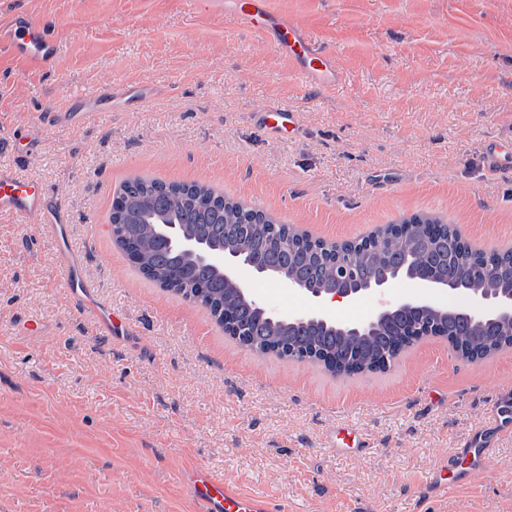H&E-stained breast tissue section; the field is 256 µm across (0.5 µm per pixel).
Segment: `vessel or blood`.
I'll return each mask as SVG.
<instances>
[{
  "mask_svg": "<svg viewBox=\"0 0 512 512\" xmlns=\"http://www.w3.org/2000/svg\"><path fill=\"white\" fill-rule=\"evenodd\" d=\"M224 8L244 27L269 37L272 48L292 59L311 81L323 87L338 82L334 55L318 48L296 25L271 12L266 0H226ZM0 40L6 42L12 56L27 70L53 67L61 54L59 40L46 31L40 20L31 16L14 17L8 28L0 31ZM146 94L147 88L142 84H113L96 90L88 97L85 111L71 114L70 123L84 125L102 103ZM0 213L11 216L15 223L23 226L39 225L44 233L54 238L56 263L64 275L70 299L78 311L92 317L97 334L109 336L126 332V322L98 300L92 284L80 274L84 253L71 242L70 216L66 208L50 201L42 186L34 181L12 170L0 169ZM186 484L196 512H289L287 504L242 492L205 468L189 469Z\"/></svg>",
  "mask_w": 512,
  "mask_h": 512,
  "instance_id": "obj_1",
  "label": "vessel or blood"
}]
</instances>
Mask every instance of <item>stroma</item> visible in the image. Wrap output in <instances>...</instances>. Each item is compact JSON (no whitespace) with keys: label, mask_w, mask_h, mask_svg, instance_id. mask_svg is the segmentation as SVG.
<instances>
[{"label":"stroma","mask_w":512,"mask_h":512,"mask_svg":"<svg viewBox=\"0 0 512 512\" xmlns=\"http://www.w3.org/2000/svg\"><path fill=\"white\" fill-rule=\"evenodd\" d=\"M269 8L333 51L335 86L187 0H0V25L27 14L63 43L47 70L0 44V118L27 139L0 165L65 203L84 277L130 325L96 335L54 241L0 214V512H194L192 467L291 512H512V432L448 495L425 489L492 428L512 349L470 362L430 337L387 372L336 379L239 346L112 241V200L141 175L211 185L327 240L425 213L474 248L512 247V174L484 165L487 148H512V0ZM115 81L159 93L33 135L37 113L84 111ZM273 104L293 111L292 135L264 127Z\"/></svg>","instance_id":"35a3bbf8"}]
</instances>
